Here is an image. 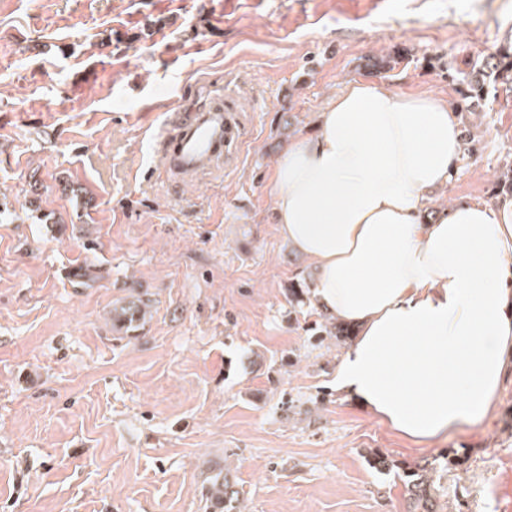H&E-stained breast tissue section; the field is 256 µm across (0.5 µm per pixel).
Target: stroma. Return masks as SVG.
Returning <instances> with one entry per match:
<instances>
[{
  "mask_svg": "<svg viewBox=\"0 0 512 512\" xmlns=\"http://www.w3.org/2000/svg\"><path fill=\"white\" fill-rule=\"evenodd\" d=\"M512 43V0H0V512H406L382 452L456 449L439 512H512V377L479 424L429 446L336 391L315 269L278 233L272 175L354 80L447 98L469 143L433 209L491 202L512 164V92L457 73ZM388 59L376 75L367 64ZM232 89L237 157L160 167L175 113ZM38 172L39 183L29 175ZM146 300L142 327L116 309ZM210 487L208 488V499L213 505H224V509L236 500V490L227 478V475L217 473L207 480Z\"/></svg>",
  "mask_w": 512,
  "mask_h": 512,
  "instance_id": "35a3bbf8",
  "label": "stroma"
}]
</instances>
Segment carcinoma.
Segmentation results:
<instances>
[{
    "instance_id": "carcinoma-1",
    "label": "carcinoma",
    "mask_w": 512,
    "mask_h": 512,
    "mask_svg": "<svg viewBox=\"0 0 512 512\" xmlns=\"http://www.w3.org/2000/svg\"><path fill=\"white\" fill-rule=\"evenodd\" d=\"M493 75L512 91V44L498 48L483 58L479 69L470 72L460 82L459 94L465 107L470 108L484 98L485 78ZM146 305L143 301H131L121 309L118 319L121 327L135 328V323L144 319ZM467 457L453 451L441 457L426 459L413 467L405 466L390 456L375 452L368 458L369 465L380 473H388L395 468L402 470L405 482L407 512H436V477L444 469H457L465 465ZM209 500L214 505L230 506L236 499V490L227 477L220 473L208 479Z\"/></svg>"
}]
</instances>
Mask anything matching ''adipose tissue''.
<instances>
[{"label": "adipose tissue", "mask_w": 512, "mask_h": 512, "mask_svg": "<svg viewBox=\"0 0 512 512\" xmlns=\"http://www.w3.org/2000/svg\"><path fill=\"white\" fill-rule=\"evenodd\" d=\"M460 154L446 99L355 80L273 174L316 305L356 331L337 391L417 445L481 422L512 375V197L430 212Z\"/></svg>", "instance_id": "ef3b65f1"}]
</instances>
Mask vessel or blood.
Wrapping results in <instances>:
<instances>
[{"instance_id": "obj_1", "label": "vessel or blood", "mask_w": 512, "mask_h": 512, "mask_svg": "<svg viewBox=\"0 0 512 512\" xmlns=\"http://www.w3.org/2000/svg\"><path fill=\"white\" fill-rule=\"evenodd\" d=\"M174 132L160 139L162 162L184 179H194L231 162L247 135L236 97L219 92L173 119Z\"/></svg>"}]
</instances>
